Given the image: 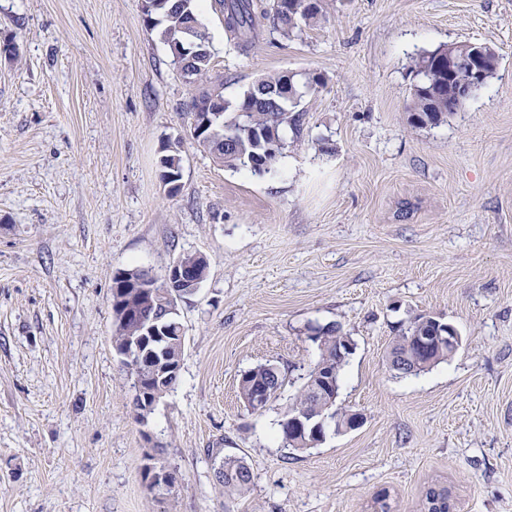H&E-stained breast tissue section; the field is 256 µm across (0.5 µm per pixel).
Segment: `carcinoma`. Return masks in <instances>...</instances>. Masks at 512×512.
Wrapping results in <instances>:
<instances>
[{"instance_id":"obj_1","label":"carcinoma","mask_w":512,"mask_h":512,"mask_svg":"<svg viewBox=\"0 0 512 512\" xmlns=\"http://www.w3.org/2000/svg\"><path fill=\"white\" fill-rule=\"evenodd\" d=\"M199 0H145L143 9L146 26L158 29V33L168 48L180 44L183 57L173 61L181 72L189 73L196 84L197 93L192 98L189 109L193 112L194 123L192 138L210 154L213 161L231 169H247L256 175L273 171L281 152H268V143L282 134L286 127L299 126L300 113L295 111L300 102H291L284 108L273 99V90L284 85L286 72L279 71L260 77L245 89L234 102H224V78H214L212 72V55L210 37L203 25L198 11ZM214 8L224 17V27L230 39L241 49L252 43L259 21H268L272 31L283 38H291L302 32L303 27L323 16L322 0L312 10L292 11L284 9L285 0H267L260 6L256 0H213ZM192 21L193 35L183 39L186 21ZM458 51L457 44L441 45L432 51L419 54L412 60L411 73L419 75L433 69L436 58ZM406 111L410 112L411 122L420 125H438L448 118V98L434 99L430 96L412 97ZM160 157L161 180L168 187V196L177 195L181 188L182 158L170 143L162 146ZM177 262L191 275L193 284H201L208 275L207 259L196 253H184ZM191 284V285H193ZM191 285H182L189 289ZM173 289L164 287L163 277H155L138 269H124L112 278V347L117 354L126 353L128 345L136 338L144 336V325L135 317L138 310L149 311L156 304H164L167 295ZM158 335L169 339L168 349L161 359L181 369L184 353L182 338L184 331L178 316L168 315L158 324ZM410 330H405L394 338L390 354L405 357L409 367L419 373L428 369L426 362L433 360L438 364L450 359L445 351L433 349L429 354L417 352L409 339ZM339 334L336 327L325 325L319 328L320 356L317 363H328L330 368H343L342 361L336 353ZM141 389L135 392L134 409L137 417L145 418L154 406L166 396L177 382L174 375L162 387L147 381L149 373L142 374ZM285 376L281 369L272 363L260 364L243 371L238 381V392L245 406H251L254 392L262 385L277 391L282 388ZM333 391L327 396L312 393L308 384H303L298 391L288 412L279 421L282 443L295 450L306 449L305 438L293 437L288 441V414L305 415L329 413L327 403ZM217 482L226 490L243 491L253 480L249 465L236 456L221 458L216 473ZM422 512H454L451 491L445 486L431 485L425 491Z\"/></svg>"}]
</instances>
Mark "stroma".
<instances>
[{
	"label": "stroma",
	"mask_w": 512,
	"mask_h": 512,
	"mask_svg": "<svg viewBox=\"0 0 512 512\" xmlns=\"http://www.w3.org/2000/svg\"><path fill=\"white\" fill-rule=\"evenodd\" d=\"M144 0H0V512H420L450 487L456 512H512V0H324L283 39L247 50L207 7L214 72L236 99L261 75L317 73L276 173L218 166L190 136L196 90L147 28ZM478 42L500 57L438 125L406 104L417 54ZM180 142L181 189L159 177ZM207 258L178 301L179 379L147 419L112 347V277ZM452 323L448 361L386 364L419 314ZM335 323L356 343L337 404L355 430L283 447L278 422ZM277 364L266 409L243 371ZM254 481L225 496L207 451ZM156 452L176 483L151 492ZM285 376L281 369L272 363L260 364L243 371L238 381L240 399L250 409L254 392L261 386L267 385L277 391L282 388Z\"/></svg>",
	"instance_id": "obj_1"
}]
</instances>
